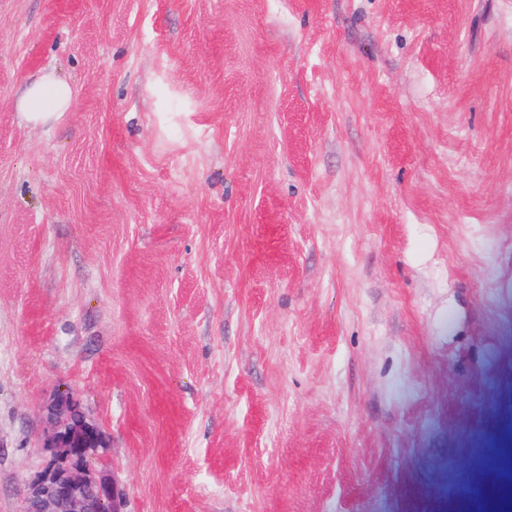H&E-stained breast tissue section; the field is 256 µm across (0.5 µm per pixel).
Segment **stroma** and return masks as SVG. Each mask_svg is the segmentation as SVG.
<instances>
[{
	"label": "stroma",
	"mask_w": 512,
	"mask_h": 512,
	"mask_svg": "<svg viewBox=\"0 0 512 512\" xmlns=\"http://www.w3.org/2000/svg\"><path fill=\"white\" fill-rule=\"evenodd\" d=\"M58 389L126 512H512V0H0V512ZM73 104L68 82L49 72L27 84L17 100L21 119L33 127H48L58 121Z\"/></svg>",
	"instance_id": "stroma-1"
}]
</instances>
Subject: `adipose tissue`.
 Instances as JSON below:
<instances>
[{"label":"adipose tissue","mask_w":512,"mask_h":512,"mask_svg":"<svg viewBox=\"0 0 512 512\" xmlns=\"http://www.w3.org/2000/svg\"><path fill=\"white\" fill-rule=\"evenodd\" d=\"M73 92L68 82L49 72L27 84L17 100L21 119L34 127H48L71 109Z\"/></svg>","instance_id":"ef3b65f1"}]
</instances>
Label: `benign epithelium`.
<instances>
[{
  "label": "benign epithelium",
  "mask_w": 512,
  "mask_h": 512,
  "mask_svg": "<svg viewBox=\"0 0 512 512\" xmlns=\"http://www.w3.org/2000/svg\"><path fill=\"white\" fill-rule=\"evenodd\" d=\"M47 419L42 447L49 457L25 491L22 512H124L116 481L90 466V457L104 442L79 399L68 391L56 393L47 406Z\"/></svg>",
  "instance_id": "1"
}]
</instances>
